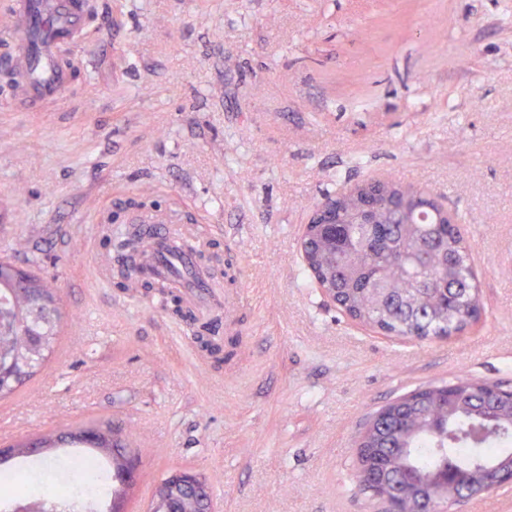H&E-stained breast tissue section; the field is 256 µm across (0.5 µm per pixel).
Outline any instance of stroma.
<instances>
[{"label":"stroma","mask_w":512,"mask_h":512,"mask_svg":"<svg viewBox=\"0 0 512 512\" xmlns=\"http://www.w3.org/2000/svg\"><path fill=\"white\" fill-rule=\"evenodd\" d=\"M63 99L0 83V255L39 256L64 312L55 358L0 401V441L102 420L143 470L126 512L190 468L214 512H379L358 435L465 372L512 387V0H93ZM446 197L483 304L447 340L354 326L300 239L325 195L375 177ZM184 200L237 294L225 363L160 308L99 283L97 213Z\"/></svg>","instance_id":"35a3bbf8"}]
</instances>
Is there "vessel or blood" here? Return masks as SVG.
Masks as SVG:
<instances>
[{
  "instance_id": "b4317fda",
  "label": "vessel or blood",
  "mask_w": 512,
  "mask_h": 512,
  "mask_svg": "<svg viewBox=\"0 0 512 512\" xmlns=\"http://www.w3.org/2000/svg\"><path fill=\"white\" fill-rule=\"evenodd\" d=\"M90 8L89 0H0L8 21L0 31V63L14 75L18 109L39 112L62 99L76 68L65 52L85 31ZM204 246L172 211L154 217L136 259L140 278L177 292L201 322L235 309L234 298L199 260Z\"/></svg>"
}]
</instances>
